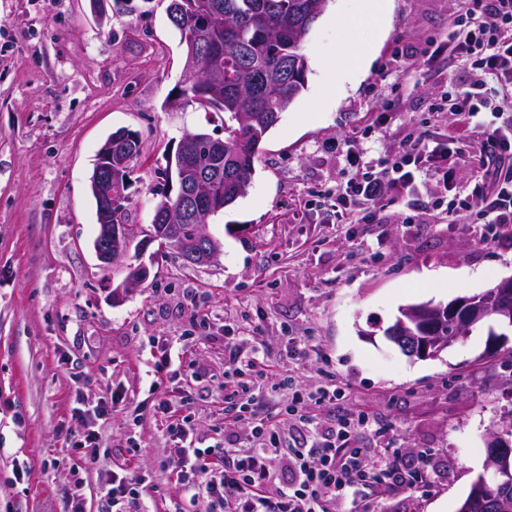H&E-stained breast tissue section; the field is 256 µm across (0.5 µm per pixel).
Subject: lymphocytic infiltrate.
<instances>
[{"instance_id":"obj_1","label":"lymphocytic infiltrate","mask_w":512,"mask_h":512,"mask_svg":"<svg viewBox=\"0 0 512 512\" xmlns=\"http://www.w3.org/2000/svg\"><path fill=\"white\" fill-rule=\"evenodd\" d=\"M428 53L443 61L465 58L477 79L448 80L428 107L430 128L406 132L390 156L347 151L351 174L330 193L336 221L376 218L389 203L436 208L451 224L473 219L477 238L485 242L512 225V113L499 106L512 99V0H460L451 30L433 40ZM449 113L463 118L485 176L450 200H424L417 194L421 182L432 177L445 184L455 177L459 140L444 124ZM224 358L230 365L224 409L247 423V446L199 447L191 419L180 413L189 401L183 393L163 394L151 408L166 423L179 512H371V497L431 489L437 465L431 452L419 451L417 464L408 465L398 449L359 446V434L371 424L368 412L350 410L321 423L319 411L344 397L345 383L308 387L288 376L279 383L288 392L286 404L262 417L258 407L269 374L264 360L245 353L231 336L224 341ZM123 402L115 394L93 410L74 408L71 429L84 460L72 471L75 485H82L85 467L99 462L103 436L94 421L108 418ZM147 484L144 473L117 468L105 483L103 512H151L142 498Z\"/></svg>"}]
</instances>
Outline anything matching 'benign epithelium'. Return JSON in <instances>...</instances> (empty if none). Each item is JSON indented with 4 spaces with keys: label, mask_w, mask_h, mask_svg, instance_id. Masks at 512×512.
Returning <instances> with one entry per match:
<instances>
[{
    "label": "benign epithelium",
    "mask_w": 512,
    "mask_h": 512,
    "mask_svg": "<svg viewBox=\"0 0 512 512\" xmlns=\"http://www.w3.org/2000/svg\"><path fill=\"white\" fill-rule=\"evenodd\" d=\"M119 141H108L101 149L97 167L91 178L95 195L99 205L100 240L95 245L94 251L97 259L104 264H111L126 256L125 228L111 223L112 218V180L115 179V171L112 170V145ZM180 180L184 188L183 198L187 213L192 215L198 225L195 238L189 245L177 241L175 248L190 249L191 257L198 265L211 263L219 255L220 249L211 241L204 222L211 215L214 206V196L207 188L199 185L192 179V158L187 150V143L180 144L177 153ZM146 281V275L139 269L129 268L125 281L118 286L115 295L128 292L140 287ZM512 291V279H505L499 284V289L486 296L482 302L475 303L471 300L456 301L447 305H430L415 311V320L420 323L421 329L427 332L425 336H407L401 328L405 324H399V330L390 340L396 344L403 353L409 357L427 358L438 355L449 345L462 338L467 328L485 318L492 307L498 306L501 297ZM466 307L465 323L460 326L454 336H437L435 329L444 319V316L452 315L457 309ZM489 448H497L489 460L486 470L491 472V478L483 480L484 485L494 484L501 489L512 487V452L508 448L512 446V428L506 427L501 431H494L486 439Z\"/></svg>",
    "instance_id": "1"
}]
</instances>
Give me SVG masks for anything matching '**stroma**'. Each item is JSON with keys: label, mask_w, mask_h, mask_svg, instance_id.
Segmentation results:
<instances>
[{"label": "stroma", "mask_w": 512, "mask_h": 512, "mask_svg": "<svg viewBox=\"0 0 512 512\" xmlns=\"http://www.w3.org/2000/svg\"><path fill=\"white\" fill-rule=\"evenodd\" d=\"M457 9L456 0H387L371 26L353 19L355 0H330L305 40V89L263 140L247 194L209 221L217 262L186 270L137 237L125 261L103 269L90 176L107 138L140 131L144 155L160 165L184 132L223 136L224 116L167 108L185 47L164 0H132L103 19L92 0H0V512H66L80 462L72 410L94 408L116 388L126 409L101 426L100 470L80 489L86 508L99 512L107 470L128 466L160 484L155 512H175L166 430L149 411L159 357L149 340L194 361L182 384L186 410L202 445L220 446L248 432L225 424L221 383L224 339L249 325L268 385L287 375L307 386L343 381L341 407L371 416L361 447L430 448L446 463L431 491L376 500L373 512H456L484 472L488 433L512 420V333L493 350L480 328L417 359L384 331L405 305L478 295L512 278V229L484 243L438 211L412 215L391 204L373 223L331 224L324 194L349 176L336 143L353 129L391 113L368 145L377 155L423 128L446 77L419 50L451 29ZM339 15L352 18L348 37L367 59L363 70L340 56ZM399 50L415 64L391 82ZM159 187L138 170L132 223L149 228ZM131 263L158 285L114 297ZM292 339L308 349L306 360L288 358ZM135 409L144 415L134 428Z\"/></svg>", "instance_id": "1"}]
</instances>
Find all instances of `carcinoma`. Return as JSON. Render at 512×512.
<instances>
[{
	"instance_id": "cac0c4a2",
	"label": "carcinoma",
	"mask_w": 512,
	"mask_h": 512,
	"mask_svg": "<svg viewBox=\"0 0 512 512\" xmlns=\"http://www.w3.org/2000/svg\"><path fill=\"white\" fill-rule=\"evenodd\" d=\"M328 0H193L181 16L171 19L187 53L204 59L223 56L224 71L187 82L183 77L168 107L196 104L224 113V151H201L196 176L213 186L218 212L247 194L254 162L267 133L303 91L308 62L303 45L308 30L322 16ZM123 168L142 167L141 137L126 130ZM129 186L112 189V223L122 224L129 238ZM493 489L474 481L457 512H512V489L491 500Z\"/></svg>"
}]
</instances>
